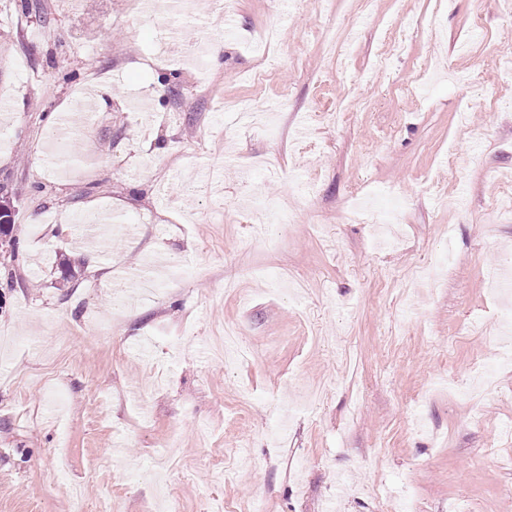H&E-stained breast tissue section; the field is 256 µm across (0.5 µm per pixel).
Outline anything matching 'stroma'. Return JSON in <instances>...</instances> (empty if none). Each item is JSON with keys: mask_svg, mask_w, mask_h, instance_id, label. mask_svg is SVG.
Returning <instances> with one entry per match:
<instances>
[{"mask_svg": "<svg viewBox=\"0 0 512 512\" xmlns=\"http://www.w3.org/2000/svg\"><path fill=\"white\" fill-rule=\"evenodd\" d=\"M20 2L0 0V201L24 246L0 245V512H512L486 280L512 259V65H487L512 14ZM283 99L262 126L229 108ZM53 112L95 115L56 170ZM151 267L147 300L123 275Z\"/></svg>", "mask_w": 512, "mask_h": 512, "instance_id": "1", "label": "stroma"}]
</instances>
